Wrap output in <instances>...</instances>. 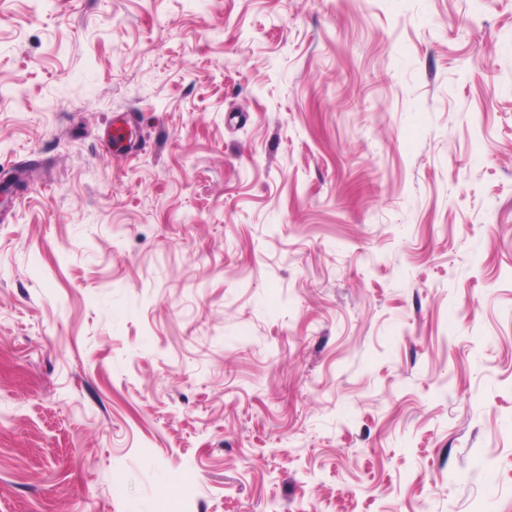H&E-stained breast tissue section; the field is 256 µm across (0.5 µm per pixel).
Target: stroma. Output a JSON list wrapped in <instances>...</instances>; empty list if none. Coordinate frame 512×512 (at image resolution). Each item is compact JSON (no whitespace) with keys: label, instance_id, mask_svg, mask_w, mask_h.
<instances>
[{"label":"stroma","instance_id":"35a3bbf8","mask_svg":"<svg viewBox=\"0 0 512 512\" xmlns=\"http://www.w3.org/2000/svg\"><path fill=\"white\" fill-rule=\"evenodd\" d=\"M0 173V512H512V0H0Z\"/></svg>","mask_w":512,"mask_h":512}]
</instances>
